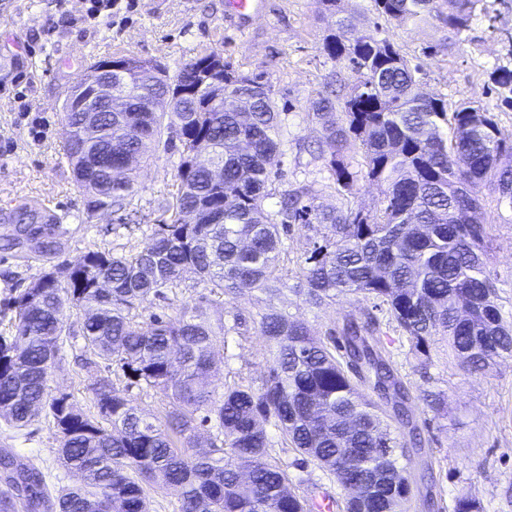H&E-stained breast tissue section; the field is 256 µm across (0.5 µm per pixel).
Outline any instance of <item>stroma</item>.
<instances>
[{
	"mask_svg": "<svg viewBox=\"0 0 512 512\" xmlns=\"http://www.w3.org/2000/svg\"><path fill=\"white\" fill-rule=\"evenodd\" d=\"M226 9L227 0H136L127 19L92 26L81 20L84 0H0V210L37 201L72 216L70 223L53 228L60 244L54 255L39 253L30 241L4 248L15 227L0 221V303L43 272L79 262L88 251L122 255L142 250L159 204L174 190L177 159L156 147L139 169L143 189L134 204L145 218L143 225H115L107 212L86 216L71 169L59 160L67 138L59 109L68 89L99 59L130 53L173 70L216 47L241 70L265 74L281 110L279 166L268 185L267 207L300 183L315 187L322 208L340 206L328 187L323 160L308 151L320 136L308 116L310 104L332 68L319 45L334 28L335 16L321 15L316 0H256L255 15L244 20L227 17ZM385 34L411 63L421 64L423 92L447 97L452 108L477 99L493 105L500 130L512 139V109L496 107L487 91L493 68L512 63V0H490L465 41L430 56L423 55V48L444 39L436 24L389 27ZM36 123L41 126L37 139L30 134ZM482 197V220L491 226L486 270L500 288L503 319L512 324V203L499 201L490 186ZM323 233L315 224L292 225L284 238L286 288L275 302L316 336L344 315L372 305L350 295L316 307L295 293L296 262ZM85 353L82 336L68 338L49 379L52 394H68L81 407L105 375L102 366H82ZM229 354L228 361L218 363L213 385L223 386L228 373L260 381L268 357L263 336L253 331L231 341ZM395 359L415 390L442 395L441 413L422 402L417 411L427 422L428 448L449 496L475 498L486 512H512V356L473 373L438 362L423 374L401 350ZM58 445L59 435L46 421L17 430L0 420V450L33 461L52 477L59 473Z\"/></svg>",
	"mask_w": 512,
	"mask_h": 512,
	"instance_id": "1",
	"label": "stroma"
}]
</instances>
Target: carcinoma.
<instances>
[{"instance_id":"cac0c4a2","label":"carcinoma","mask_w":512,"mask_h":512,"mask_svg":"<svg viewBox=\"0 0 512 512\" xmlns=\"http://www.w3.org/2000/svg\"><path fill=\"white\" fill-rule=\"evenodd\" d=\"M336 15V29L321 40L332 63L308 116L321 126V154L331 188L344 199L360 181L386 185L371 210L347 204L315 205L307 184L290 190L275 211L266 208L268 181L277 166L280 112L268 91L244 119L237 100L265 81L224 60V100L218 105L178 96L191 89L206 49L174 72L127 56L126 111L102 113L92 144L79 112H62L71 133L61 158L71 167L87 205H106L116 223L134 222L133 200L142 191L133 169L115 172L127 155L148 145L178 153L172 201L151 227V243L131 255L91 250L75 266L41 274L8 303V334L0 335V417L18 430L46 416L59 435L60 462L82 474L83 485L56 486L35 463L9 453L4 464L24 476H0V512H151L157 487L178 491L175 512H315L318 485L295 492L289 467L314 465L342 490L340 512H407L412 497L408 447L425 440L414 420L415 400L393 361L390 328L407 341L424 371L431 342L448 339V358L477 372L512 356L495 280L484 272L489 234L478 219L488 184L512 204V152L491 109L480 101L448 111V99L419 89L420 64H411L379 25L368 29L343 13L341 0H317ZM378 17L393 26L433 21L450 42L461 40L487 0H373ZM358 74L346 89L342 68ZM497 100L512 108V68L490 73ZM344 115L340 124L330 120ZM362 153L353 166L351 151ZM67 214H45L26 203L8 214L17 232L36 237L38 224H63ZM293 224L328 230L297 262L299 288L311 305L338 295H362L372 308L349 315L324 337L273 306L282 293L285 248ZM193 271L209 293L228 299L243 291L264 295L265 308L227 325L211 315L202 296L175 314L140 312L167 299L182 274ZM112 288L104 293L97 280ZM78 311L70 321L66 309ZM254 326L269 342L260 386L210 381L218 347L228 334ZM83 336L91 354L127 381L168 400L163 418L141 410L111 380L94 389L93 411L71 396L51 394L49 376L64 337ZM296 458L276 457L266 425ZM209 427L206 451H197L199 427ZM437 512H484L468 496L446 502L433 466L426 468Z\"/></svg>"}]
</instances>
